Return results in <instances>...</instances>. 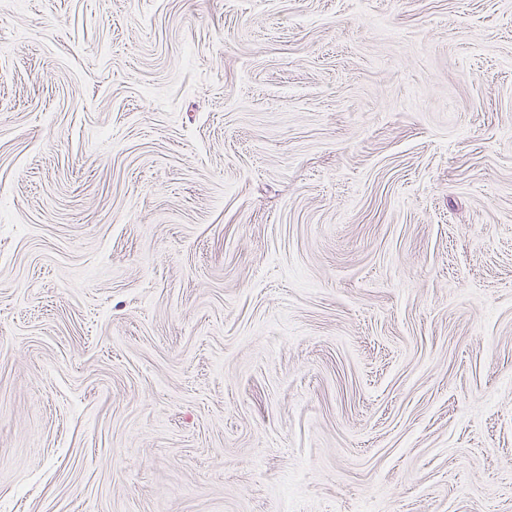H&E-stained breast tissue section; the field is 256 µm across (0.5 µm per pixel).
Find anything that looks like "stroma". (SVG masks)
I'll use <instances>...</instances> for the list:
<instances>
[{
    "mask_svg": "<svg viewBox=\"0 0 512 512\" xmlns=\"http://www.w3.org/2000/svg\"><path fill=\"white\" fill-rule=\"evenodd\" d=\"M0 512H512V0H0Z\"/></svg>",
    "mask_w": 512,
    "mask_h": 512,
    "instance_id": "obj_1",
    "label": "stroma"
}]
</instances>
